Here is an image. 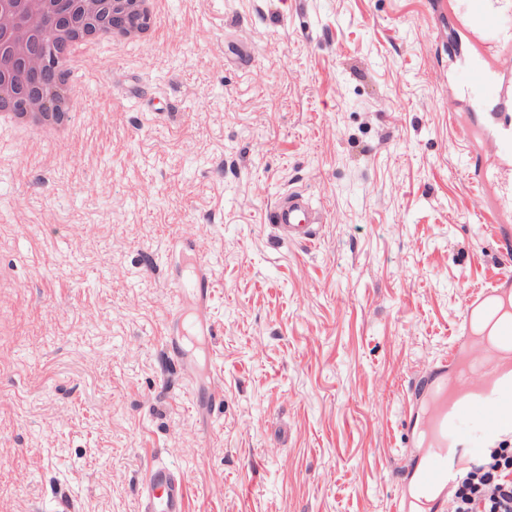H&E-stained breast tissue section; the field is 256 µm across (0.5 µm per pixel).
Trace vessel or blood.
I'll return each mask as SVG.
<instances>
[{
	"label": "vessel or blood",
	"mask_w": 512,
	"mask_h": 512,
	"mask_svg": "<svg viewBox=\"0 0 512 512\" xmlns=\"http://www.w3.org/2000/svg\"><path fill=\"white\" fill-rule=\"evenodd\" d=\"M430 10L472 44L450 75L465 110L456 116L459 148L477 190L475 215L501 257L499 272L466 293L447 354L417 371L402 394L399 493L391 512H448L457 475L492 444L512 441V0H428ZM287 241L315 240L321 213L302 192L283 195L268 215ZM176 288L189 302L174 312L195 336L211 338L214 288L205 264L189 259ZM195 411L224 400L190 376ZM141 512H188L182 474L155 459L138 483Z\"/></svg>",
	"instance_id": "vessel-or-blood-1"
}]
</instances>
